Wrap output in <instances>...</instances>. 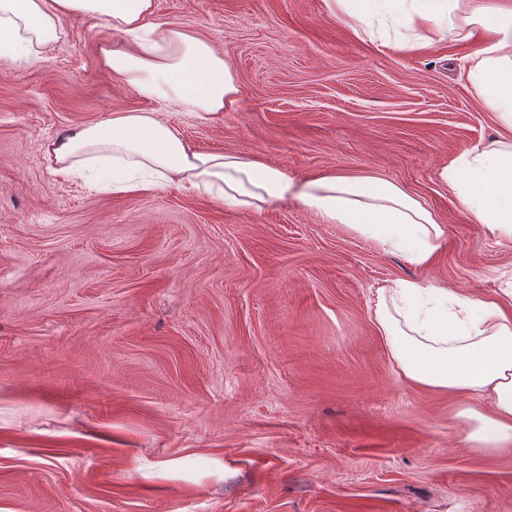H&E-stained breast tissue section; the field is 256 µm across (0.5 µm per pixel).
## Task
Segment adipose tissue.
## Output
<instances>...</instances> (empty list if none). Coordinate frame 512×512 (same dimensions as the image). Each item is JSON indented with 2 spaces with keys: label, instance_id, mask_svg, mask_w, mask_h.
Here are the masks:
<instances>
[{
  "label": "adipose tissue",
  "instance_id": "adipose-tissue-1",
  "mask_svg": "<svg viewBox=\"0 0 512 512\" xmlns=\"http://www.w3.org/2000/svg\"><path fill=\"white\" fill-rule=\"evenodd\" d=\"M418 44L453 36L471 62L469 80L485 106L512 129V0H390ZM156 0H0V57L38 59L63 35L62 17L105 18L118 38L101 44L102 65L137 93L198 120L235 107L228 61L208 42L168 25H149ZM56 174L90 175L116 195L166 186L196 191L231 209L287 198L278 167L234 153L192 149L151 112H117L104 124L76 125L44 148ZM475 223L512 235V149L473 147L440 172ZM307 209L343 224L416 265L432 261L447 228L400 186L373 175L328 174L297 195ZM391 359L409 382L454 394L466 440L486 453L512 449V311L492 299L398 280L380 290L374 312Z\"/></svg>",
  "mask_w": 512,
  "mask_h": 512
}]
</instances>
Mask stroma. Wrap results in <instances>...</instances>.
Segmentation results:
<instances>
[{
	"label": "stroma",
	"mask_w": 512,
	"mask_h": 512,
	"mask_svg": "<svg viewBox=\"0 0 512 512\" xmlns=\"http://www.w3.org/2000/svg\"><path fill=\"white\" fill-rule=\"evenodd\" d=\"M153 23L222 50L233 110L200 123L99 62L69 15L0 58V512H512V453L470 448L460 399L405 380L376 328L393 280L512 289V236L439 172L501 133L450 40L356 33L326 0H157ZM153 111L194 149L405 189L447 226L429 265L295 197L230 210L173 186L116 196L49 167L65 128Z\"/></svg>",
	"instance_id": "35a3bbf8"
}]
</instances>
